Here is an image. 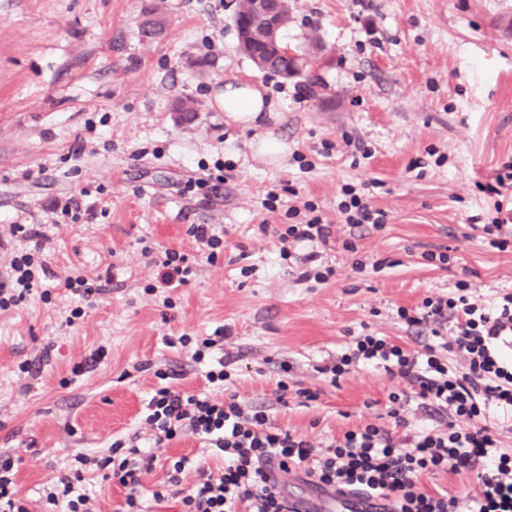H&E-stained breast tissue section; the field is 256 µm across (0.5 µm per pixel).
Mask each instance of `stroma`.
Listing matches in <instances>:
<instances>
[{"instance_id":"35a3bbf8","label":"stroma","mask_w":512,"mask_h":512,"mask_svg":"<svg viewBox=\"0 0 512 512\" xmlns=\"http://www.w3.org/2000/svg\"><path fill=\"white\" fill-rule=\"evenodd\" d=\"M236 2L0 0V275L28 252L51 287L0 311V462L13 463L30 512H46L45 488L75 455L101 458L115 440L146 436L157 370L178 372L185 392L237 394L318 446L389 424L390 394L409 389L375 367L329 382L321 367L356 337L419 350L431 328L406 325L398 308L448 296L461 280L482 300L512 291V248L489 247L479 231L495 208L512 209V186L496 200L481 190L512 164V0H290L289 45L323 46L311 83L258 69L240 50ZM151 7L166 26L146 39ZM236 80L272 109L259 127L213 103ZM178 97L194 101L193 121L178 120ZM266 134L288 147L280 165L250 150ZM349 139L369 157L353 156ZM218 161V192L187 191ZM347 183L366 184L388 216L383 229L344 223L336 197ZM271 193L272 211L262 205ZM306 201L332 226L317 263L335 275L323 285L301 278L308 247L282 255L276 234L305 220ZM67 207L80 209L78 223ZM194 224L223 235L215 260L197 253ZM168 249L193 257L185 286L159 285ZM427 251L449 252L448 267L426 264ZM377 259L388 268L357 272ZM67 276L104 289L81 299L59 287ZM219 327L223 349L195 362ZM183 335L188 345H167ZM100 348L104 361L74 374ZM219 359L230 374L221 386L205 378ZM283 381L319 397L278 402ZM156 454L148 490L172 459L219 463L190 434ZM84 477L96 512H121L124 488L92 464Z\"/></svg>"}]
</instances>
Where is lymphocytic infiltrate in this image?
<instances>
[{
	"label": "lymphocytic infiltrate",
	"instance_id": "f902f5d3",
	"mask_svg": "<svg viewBox=\"0 0 512 512\" xmlns=\"http://www.w3.org/2000/svg\"><path fill=\"white\" fill-rule=\"evenodd\" d=\"M304 208L310 219L288 225L279 239L309 244L312 262L316 247L328 245L332 229L312 202ZM337 209L353 226L379 229L386 223V213L351 185L344 187ZM398 316L410 326L431 325L433 342L414 352L367 334L357 337L352 351L328 371L336 379L355 366L383 368L406 381L414 399L434 409L436 426L398 440L389 428L369 423L317 447L275 426L264 408H245L236 395L219 402L168 384L157 388L145 406L149 448L134 446L93 462L76 455V468L59 477L47 503L64 505L65 512H91L82 482L83 467L92 462L126 489L123 512H148L146 500L160 504L173 497L180 500V512H288V493L270 470L275 463L322 487L388 500L390 512H468L459 496L428 491L422 479L472 473L481 484L475 512H512V452L502 450L488 424L497 410L512 411V293L479 304L462 283L457 293L425 298L418 310L402 308ZM452 355L467 363V372L453 369ZM186 432L209 445L220 466L192 465L180 457L170 462L165 480L144 494L143 477L155 468L156 449ZM189 467L195 479L187 485L183 474Z\"/></svg>",
	"mask_w": 512,
	"mask_h": 512
}]
</instances>
